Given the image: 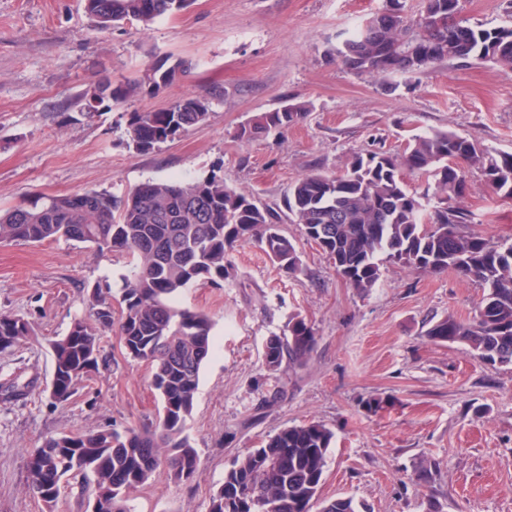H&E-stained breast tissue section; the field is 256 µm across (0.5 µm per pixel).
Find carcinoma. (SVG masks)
<instances>
[{
  "mask_svg": "<svg viewBox=\"0 0 512 512\" xmlns=\"http://www.w3.org/2000/svg\"><path fill=\"white\" fill-rule=\"evenodd\" d=\"M189 0H84L97 30L121 21L150 25L187 8ZM344 69L355 75L387 77L416 74L443 62L489 61L512 68V26H472L461 17L460 0H420L417 15L404 0H384L381 10L360 24L334 49ZM182 59L165 56L135 79L112 85V97L99 84L86 89L82 110L95 116L104 102H125L158 91L186 72ZM307 112L289 104L262 112L237 132L251 141L296 124ZM209 101L187 95L163 111L133 112L129 146L154 151L188 129L206 123ZM477 168L490 191L512 199V153L491 152L448 130L412 137L401 153L369 151L351 157L341 175L308 174L288 189V220L301 226L333 260L336 273L361 293L376 286L384 261L422 272L454 271L483 287L477 313L468 320L448 316L431 323L429 340L463 344L489 365L512 364V244L465 232L471 223L459 206L427 210L407 190L402 170L435 178L443 201L466 189L465 168ZM279 216L253 197L211 176L194 182L147 181L119 198L105 190L46 195L0 211V242L41 243L64 237L97 249H120L132 257L125 276L122 314L112 319L107 292L89 296L98 329L76 319L68 333L50 345L51 397L69 401L83 377L99 365L100 333L118 325L125 350L152 369V385L162 414L151 430L121 435L108 428L63 433L31 450L28 486L57 502L61 485L73 483L78 497L97 503L95 512H128L126 502L159 469L176 481L189 480L199 459L185 423L191 415L200 372L212 349L213 324L203 313L181 308L176 295L196 282L220 284L228 256L237 246L258 243L287 275L302 272L296 245L282 233ZM32 327L24 318L0 313V352L28 342ZM316 344L314 328L296 315L281 336L265 344L271 370L306 364ZM34 382L13 378L0 385L9 398H27ZM334 438L321 422L288 426L260 448L232 461L210 512H359L351 497L319 501L326 455Z\"/></svg>",
  "mask_w": 512,
  "mask_h": 512,
  "instance_id": "carcinoma-1",
  "label": "carcinoma"
}]
</instances>
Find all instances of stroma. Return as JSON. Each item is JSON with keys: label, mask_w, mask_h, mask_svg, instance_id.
<instances>
[{"label": "stroma", "mask_w": 512, "mask_h": 512, "mask_svg": "<svg viewBox=\"0 0 512 512\" xmlns=\"http://www.w3.org/2000/svg\"><path fill=\"white\" fill-rule=\"evenodd\" d=\"M383 0H192L148 26L91 27L82 0H0V207L90 189L124 196L146 181L211 175L285 212L289 187L309 173L336 175L356 153L402 152L437 129L512 153V69L445 63L384 79L348 73L330 48ZM187 73L160 91L86 118L76 100L90 84L139 77L164 56ZM187 95L207 98L206 123L149 154L128 146L131 113L160 111ZM287 103L309 113L280 135L239 141V127ZM457 203L468 229L512 243V200L493 195L477 169ZM302 273L285 275L254 243L228 257L222 285L184 288L177 304L209 316L213 348L185 433L199 467L187 481L160 470L131 494V512H210L235 458L280 430L312 421L335 434L320 496H349L361 512H512V365L490 366L464 345L430 341V323L474 317L478 283L455 272L387 262L369 293L336 273L299 225L282 221ZM131 260L63 238L0 243V312L33 327L31 343L0 353V383L20 377L34 392L0 394V512H45L27 484L28 454L64 432L155 425L160 398L151 368L102 332L99 368L63 404L49 394V344L74 320L94 323L87 294L110 289L120 314ZM303 316L317 343L306 365L269 369L268 338ZM378 399L382 409L365 403ZM436 480L418 483L421 459Z\"/></svg>", "instance_id": "stroma-1"}]
</instances>
